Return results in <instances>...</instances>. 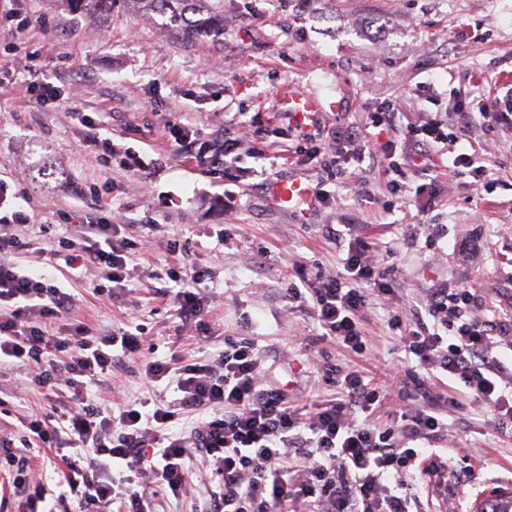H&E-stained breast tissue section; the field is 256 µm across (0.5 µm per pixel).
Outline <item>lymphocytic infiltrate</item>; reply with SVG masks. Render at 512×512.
Masks as SVG:
<instances>
[{"label": "lymphocytic infiltrate", "instance_id": "f902f5d3", "mask_svg": "<svg viewBox=\"0 0 512 512\" xmlns=\"http://www.w3.org/2000/svg\"><path fill=\"white\" fill-rule=\"evenodd\" d=\"M75 118L84 128L87 155L145 175L155 168L156 159L103 135L100 121L82 112ZM474 120L473 113L461 112L445 130L433 120L406 126L403 144L389 140L382 147L385 173L405 165L427 169L433 144H458ZM293 123L300 132L296 153L324 166H338L355 149V135L344 129L310 133L301 118ZM164 132L172 151L215 171L230 169L243 153L267 156L268 134L252 120L204 135L187 114L172 113ZM29 200L26 188L13 190L0 180V368L31 367V384L51 404L50 413L31 420L19 441L0 440V476L25 498L29 512H56L66 495L31 478L25 451L40 443L77 449V459L68 464V487L79 512H155L147 487L181 498L197 460L208 464L215 481L207 512H289L294 503L304 512H418L424 479H438L444 487L475 478L472 469L451 467L432 447L445 427L449 394L488 411L499 432L512 431V358L493 348L495 339L512 341V316L474 318L478 299L465 288L436 286L421 306L401 298L393 266L369 259L372 245L352 224L333 233L334 240L347 242L342 271L333 277L299 272L284 296L310 312L320 340L359 355L367 350L361 327L367 297L386 306L401 350L412 361L399 394L413 408L389 413L387 423H380L377 409L386 393L356 370L333 377L334 398L296 404L287 390L264 386L262 358L253 344L230 340L217 354L141 358L147 381L169 380L177 392L151 411L134 400L115 409L94 405L89 383L115 385V366L141 357L143 339L123 327L102 334L70 322L76 299L57 285L53 270L61 263L97 266L104 281L96 292L120 301L135 242L120 236L115 215L101 209L75 224L74 234L59 238L57 247L43 248L27 232L36 222ZM21 250L44 256L45 270L35 273L12 262ZM205 276L196 265H181L169 272L170 284L161 292L181 325L202 331L209 308ZM431 378L446 380L445 393L428 387Z\"/></svg>", "mask_w": 512, "mask_h": 512}]
</instances>
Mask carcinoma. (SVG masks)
Wrapping results in <instances>:
<instances>
[{
    "mask_svg": "<svg viewBox=\"0 0 512 512\" xmlns=\"http://www.w3.org/2000/svg\"><path fill=\"white\" fill-rule=\"evenodd\" d=\"M81 14L101 17L112 12V6L120 2L137 12L155 13L168 18L173 32L181 39L190 41L224 25V11L211 0H70Z\"/></svg>",
    "mask_w": 512,
    "mask_h": 512,
    "instance_id": "cac0c4a2",
    "label": "carcinoma"
}]
</instances>
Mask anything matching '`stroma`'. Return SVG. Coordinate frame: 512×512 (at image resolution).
<instances>
[{
  "label": "stroma",
  "mask_w": 512,
  "mask_h": 512,
  "mask_svg": "<svg viewBox=\"0 0 512 512\" xmlns=\"http://www.w3.org/2000/svg\"><path fill=\"white\" fill-rule=\"evenodd\" d=\"M224 31L196 41L176 39L162 16L123 7L89 21L60 0H12L29 27L15 55L0 67L28 78L29 68L50 74L65 103L51 110L17 98L0 84V179L31 190L34 206L50 217L47 240L65 235L70 218L107 208L126 223L139 247L119 304L92 286L93 266L63 268L58 282L74 294L73 316L97 329L139 324L155 358L172 351L196 356L223 350L228 338L250 341L267 352L264 379L287 389L298 403L332 398L328 370H359L376 383L395 380L399 338L386 308L368 299L362 324L369 350L356 355L317 340L310 313L289 307L275 286L296 270L341 269L345 251L327 236L328 225H357L377 253L392 251L395 276L415 301L433 282L468 288L481 300L480 318L512 314V130L474 124L454 151L434 149L428 171L404 167L401 183L425 186L434 203L426 213L401 203L380 164L378 137L366 128L375 112L398 111L400 125L423 119L450 123L458 108H498L512 99V0H222ZM296 91L324 103L314 125L355 133L358 151L342 172L329 175L318 163L294 154L298 133L276 102ZM190 111L203 132L253 118L271 133L266 178L236 179L168 151L165 115ZM97 114L124 146L161 155L150 175L99 164L79 147L81 127L71 117ZM478 153L488 169L487 191L467 174L449 173L454 153ZM114 178L112 194L89 193ZM297 179L322 185L325 203L276 204L269 184ZM422 224L417 240L402 225ZM186 241V255L168 242ZM194 263L208 271L209 338L196 329L178 334L174 309L162 303L169 269ZM121 392L91 384L88 396L115 405L161 394L174 399L167 382L146 383L139 359L125 360ZM49 402L23 368L0 372V437L23 435ZM443 447L455 449L454 465L483 471L479 479L441 491L420 490L425 512H473L497 492L512 489V436L497 432L489 413L470 405L448 408ZM209 471L193 475L183 500L157 493V512H198L208 498Z\"/></svg>",
  "instance_id": "stroma-1"
}]
</instances>
